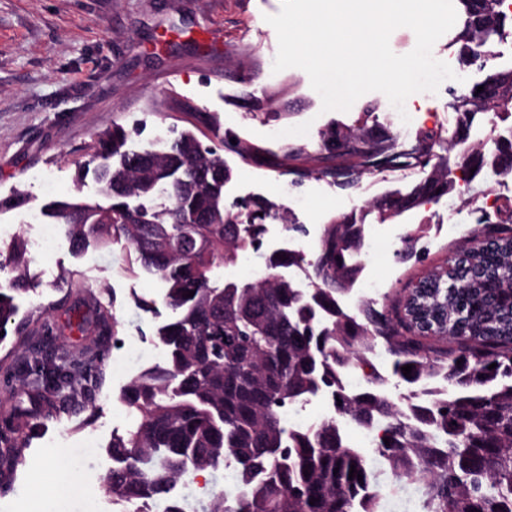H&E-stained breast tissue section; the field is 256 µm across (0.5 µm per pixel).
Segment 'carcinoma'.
Here are the masks:
<instances>
[{"label":"carcinoma","mask_w":512,"mask_h":512,"mask_svg":"<svg viewBox=\"0 0 512 512\" xmlns=\"http://www.w3.org/2000/svg\"><path fill=\"white\" fill-rule=\"evenodd\" d=\"M456 2V58L466 67L479 59L486 73L454 90V107L468 125L479 113L512 116V64L489 68L481 53L512 35V13L503 0H484V10L478 0ZM479 86L493 90L496 101L489 105L475 94ZM128 139L114 124L85 146L97 164L78 167V180L93 173L105 202L78 193L44 205L50 223L67 226L75 254L124 241L164 284L162 304L172 313L154 330L163 364L136 377L121 396L133 420L109 446L105 491L114 504L161 503L163 512H385L389 495L418 480L420 512H512V236L478 242L448 268L429 271L406 302L405 320L372 302L355 311L343 306L363 270L365 225L351 214L323 226L312 256L275 251L263 275L229 288L223 270L258 250L272 204L250 200L251 220L239 221L225 200L230 168L190 130L137 161ZM343 146L336 153V133L324 136L334 161L324 174L416 168L424 177L409 196L421 204L455 186L452 171H427L432 155L414 144L351 132ZM453 146L465 182L486 168L512 173V134L498 136L491 149L480 141ZM156 196L168 204L147 206ZM386 199L370 203L382 223L401 215L382 205ZM8 250L11 276L0 285L4 333L18 314L17 299L33 288L24 239H13ZM293 266L305 269L309 287L278 272ZM96 315L104 339L111 335V306L97 304ZM382 352L390 357L385 373L374 371L360 389L346 392L347 377ZM97 358L93 346L77 354L33 353L28 385L46 394L48 415L61 418L90 392ZM327 392L342 401L332 415L303 428L284 416L285 407ZM24 412L17 405L0 415V481L22 461L17 434L38 425ZM352 426L382 430L376 447L350 443ZM371 453L384 460L386 479L370 467ZM230 464L239 475L234 491L193 503L182 494L188 475Z\"/></svg>","instance_id":"cac0c4a2"}]
</instances>
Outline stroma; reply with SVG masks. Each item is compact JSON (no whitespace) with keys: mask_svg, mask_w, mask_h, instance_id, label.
Returning <instances> with one entry per match:
<instances>
[{"mask_svg":"<svg viewBox=\"0 0 512 512\" xmlns=\"http://www.w3.org/2000/svg\"><path fill=\"white\" fill-rule=\"evenodd\" d=\"M280 9L281 0H0V196L16 189L29 196L25 209L0 213V239L40 236L42 205L72 193L85 143L115 123L130 132L136 149L156 147L158 133L181 130L209 145L232 135L251 146V155H224L232 171L227 201L275 202L282 218L270 222L272 235L287 222L301 225L306 254L314 253L331 218L350 212L363 217V275L382 283L378 306L388 311L468 240L512 235V208L486 205L490 196H512V174L457 182L439 202L383 223L370 212L371 201L409 192L418 175L366 173L350 186L323 176L321 134L330 128L344 133L362 122L411 144L437 134L445 145L436 160L444 165L454 162L450 142L468 129L444 93L408 97L412 121L404 127L392 123L393 107L380 92L361 96L349 111L322 112L305 71L272 70L278 40L266 18ZM477 120L468 131L488 143L512 125L505 115ZM419 229L425 258L397 259L401 236ZM52 230L45 248L27 253L37 291L19 300L21 332L0 343V404L24 396L19 365L28 347L75 352L97 345L95 333L65 326L73 311L93 318V296L112 297L123 345H98L91 395L79 399L76 414L46 422L39 435L26 439L22 465L0 484V512L31 503L35 479L47 472L54 448L65 451L81 488L67 512H123L104 491L112 469L107 447L130 425L122 391L163 361L153 336L161 317L139 302L161 301L164 288L125 243L77 256L65 226ZM69 271L72 285L59 287Z\"/></svg>","mask_w":512,"mask_h":512,"instance_id":"obj_1","label":"stroma"}]
</instances>
